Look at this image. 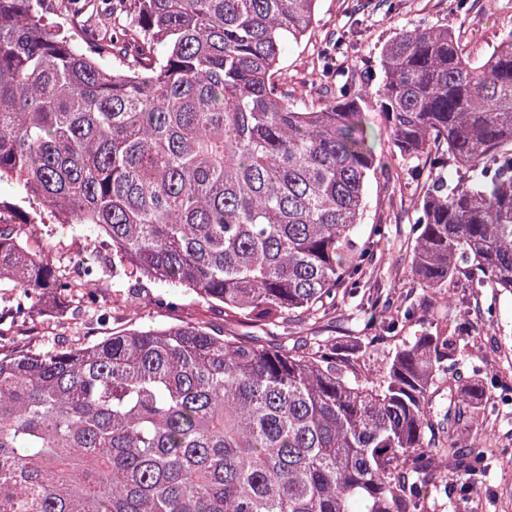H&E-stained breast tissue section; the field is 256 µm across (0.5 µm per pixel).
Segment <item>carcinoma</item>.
I'll return each mask as SVG.
<instances>
[{"instance_id":"obj_1","label":"carcinoma","mask_w":512,"mask_h":512,"mask_svg":"<svg viewBox=\"0 0 512 512\" xmlns=\"http://www.w3.org/2000/svg\"><path fill=\"white\" fill-rule=\"evenodd\" d=\"M89 2L0 0V182L89 229L112 268L253 327L338 308L373 257L366 185L393 177L371 106L393 155L429 158L411 170L418 284L444 303L459 283L512 295V31L470 57L459 0L458 26L395 33L371 92L331 38L306 104L278 73L318 0ZM36 235L0 226V283L73 295ZM462 331L416 337L375 375L327 340L199 323L0 347V512H424L435 461L469 472L484 443L490 389L451 375Z\"/></svg>"}]
</instances>
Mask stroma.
<instances>
[{
	"label": "stroma",
	"mask_w": 512,
	"mask_h": 512,
	"mask_svg": "<svg viewBox=\"0 0 512 512\" xmlns=\"http://www.w3.org/2000/svg\"><path fill=\"white\" fill-rule=\"evenodd\" d=\"M469 2L468 48L472 55L480 56L512 31V0ZM456 4L457 0H396L392 14L371 16L359 11L358 0H319L313 29L283 54L282 68L295 84V98L303 99V84L311 79L313 61L337 30L346 32L348 66L374 85L380 77V51L398 29L422 21L454 26ZM377 154L390 159L394 177L388 181L374 178L368 183L360 237L368 239L375 224L387 225L389 234L375 248L360 293L347 299L343 309L329 312L318 322H287L270 328L265 341L293 344L315 336L356 358L363 372L376 374L397 348L417 336L437 326L452 333L467 322L473 327L475 345L492 363V376L512 391V295L476 297L469 289L457 287L450 292L451 304L440 306L420 288L409 268L414 245L409 221L425 187L410 178L408 162L391 159L387 138L378 141ZM0 201L14 211L16 219L36 218L40 245L68 276L80 277L75 256L92 243L89 231L56 223L47 213L37 214L35 205L23 199L16 185L1 183ZM98 266V293L111 310L108 325L99 324L95 314L82 311L77 300L49 297L39 315L14 328L12 346L41 349L87 343L126 328L172 322L205 323L228 333L238 329L236 323L225 320L223 307L206 303L186 289L113 273L108 253H101ZM490 305L496 312L492 321L486 312ZM408 308L416 309L417 314L406 322L402 316ZM485 413L484 427L490 439L465 486V499L470 512H512V410L491 400Z\"/></svg>",
	"instance_id": "obj_1"
}]
</instances>
